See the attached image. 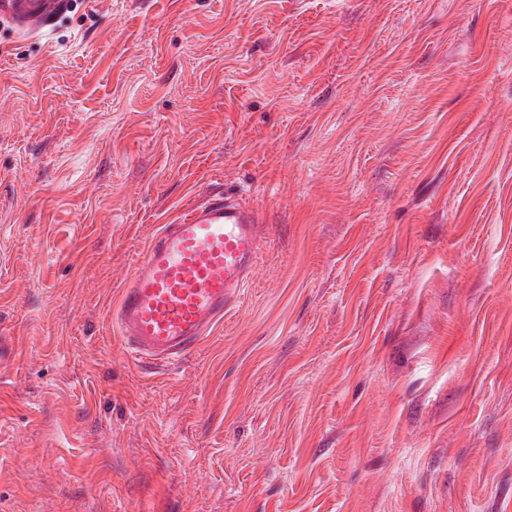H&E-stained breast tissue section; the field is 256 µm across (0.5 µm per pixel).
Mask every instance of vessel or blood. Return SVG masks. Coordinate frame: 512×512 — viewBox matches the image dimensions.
I'll list each match as a JSON object with an SVG mask.
<instances>
[{
	"mask_svg": "<svg viewBox=\"0 0 512 512\" xmlns=\"http://www.w3.org/2000/svg\"><path fill=\"white\" fill-rule=\"evenodd\" d=\"M67 0H0V16L32 29ZM259 214L216 194L161 225L123 284L113 319L133 358L178 362L223 321L249 282L265 241Z\"/></svg>",
	"mask_w": 512,
	"mask_h": 512,
	"instance_id": "vessel-or-blood-1",
	"label": "vessel or blood"
}]
</instances>
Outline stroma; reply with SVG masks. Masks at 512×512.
Returning a JSON list of instances; mask_svg holds the SVG:
<instances>
[{
	"mask_svg": "<svg viewBox=\"0 0 512 512\" xmlns=\"http://www.w3.org/2000/svg\"><path fill=\"white\" fill-rule=\"evenodd\" d=\"M213 191L267 245L143 368L119 290ZM0 512H512V0L0 19Z\"/></svg>",
	"mask_w": 512,
	"mask_h": 512,
	"instance_id": "obj_1",
	"label": "stroma"
}]
</instances>
